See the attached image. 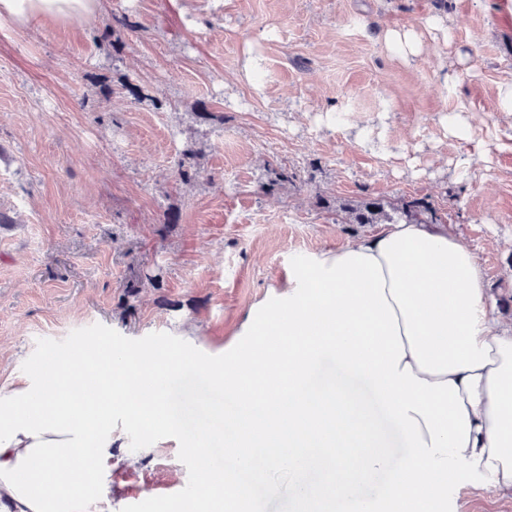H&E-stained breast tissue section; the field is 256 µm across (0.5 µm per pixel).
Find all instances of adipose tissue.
I'll return each mask as SVG.
<instances>
[{"mask_svg":"<svg viewBox=\"0 0 512 512\" xmlns=\"http://www.w3.org/2000/svg\"><path fill=\"white\" fill-rule=\"evenodd\" d=\"M100 0H0V23L40 15L93 18ZM350 252L376 257L386 279L405 357L414 375L454 381L471 437L483 447L479 471L512 494V320L490 302L479 255L438 224L402 222L319 252L334 261Z\"/></svg>","mask_w":512,"mask_h":512,"instance_id":"1","label":"adipose tissue"}]
</instances>
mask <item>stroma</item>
<instances>
[{"label":"stroma","mask_w":512,"mask_h":512,"mask_svg":"<svg viewBox=\"0 0 512 512\" xmlns=\"http://www.w3.org/2000/svg\"><path fill=\"white\" fill-rule=\"evenodd\" d=\"M511 103L512 0H101L88 21L0 23V394L37 339L95 323L222 354L293 256L375 232L342 221L364 199L431 202L511 319ZM115 435L88 512L186 486L177 440ZM452 512H512V494L459 487Z\"/></svg>","instance_id":"1"}]
</instances>
